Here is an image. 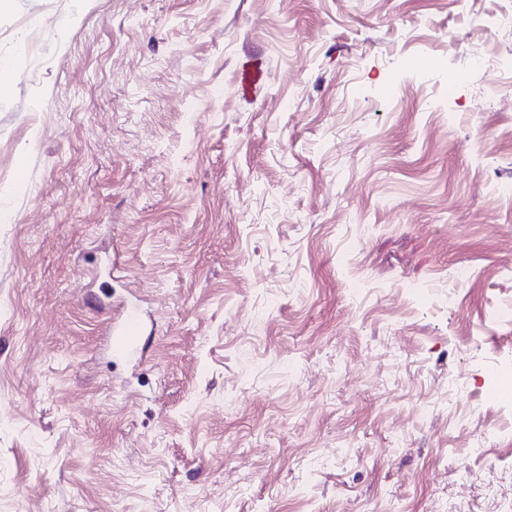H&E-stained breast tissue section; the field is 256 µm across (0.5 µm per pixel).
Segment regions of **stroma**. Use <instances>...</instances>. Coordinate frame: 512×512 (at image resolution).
<instances>
[{"instance_id": "obj_1", "label": "stroma", "mask_w": 512, "mask_h": 512, "mask_svg": "<svg viewBox=\"0 0 512 512\" xmlns=\"http://www.w3.org/2000/svg\"><path fill=\"white\" fill-rule=\"evenodd\" d=\"M506 17L0 10V512H500Z\"/></svg>"}]
</instances>
